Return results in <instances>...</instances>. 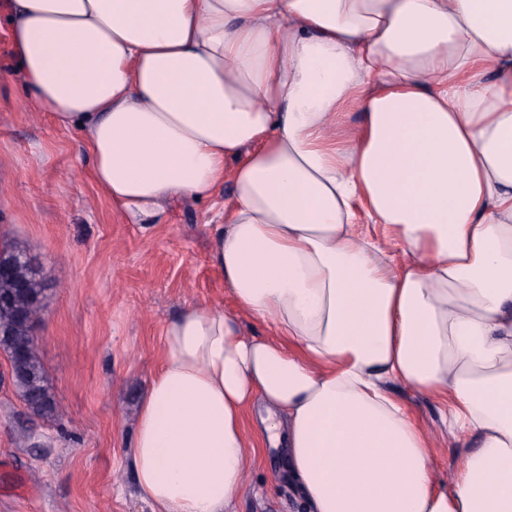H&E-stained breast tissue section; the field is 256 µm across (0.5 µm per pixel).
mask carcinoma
<instances>
[{
    "mask_svg": "<svg viewBox=\"0 0 512 512\" xmlns=\"http://www.w3.org/2000/svg\"><path fill=\"white\" fill-rule=\"evenodd\" d=\"M5 292L13 295V301L0 305V349L11 360L23 401L30 403L33 411L51 416L55 401L33 336L34 323L44 311L43 288L35 274L26 265L19 264L12 278L0 279V293Z\"/></svg>",
    "mask_w": 512,
    "mask_h": 512,
    "instance_id": "carcinoma-1",
    "label": "carcinoma"
}]
</instances>
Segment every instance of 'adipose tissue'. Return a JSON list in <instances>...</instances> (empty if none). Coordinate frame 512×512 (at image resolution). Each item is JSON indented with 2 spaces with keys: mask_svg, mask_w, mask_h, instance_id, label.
Instances as JSON below:
<instances>
[{
  "mask_svg": "<svg viewBox=\"0 0 512 512\" xmlns=\"http://www.w3.org/2000/svg\"><path fill=\"white\" fill-rule=\"evenodd\" d=\"M1 29L128 223L231 190L237 312L165 324L135 415L152 512H235L255 409L312 512H512V0H5ZM393 382L443 406L448 481Z\"/></svg>",
  "mask_w": 512,
  "mask_h": 512,
  "instance_id": "adipose-tissue-1",
  "label": "adipose tissue"
}]
</instances>
